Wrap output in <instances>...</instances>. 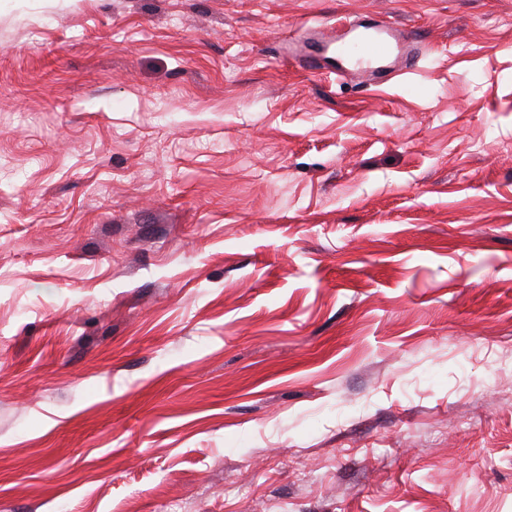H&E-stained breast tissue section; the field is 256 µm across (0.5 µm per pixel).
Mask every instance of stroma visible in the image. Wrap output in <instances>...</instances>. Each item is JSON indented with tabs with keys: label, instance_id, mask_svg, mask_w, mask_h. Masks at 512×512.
<instances>
[{
	"label": "stroma",
	"instance_id": "obj_1",
	"mask_svg": "<svg viewBox=\"0 0 512 512\" xmlns=\"http://www.w3.org/2000/svg\"><path fill=\"white\" fill-rule=\"evenodd\" d=\"M60 503L512 512V0H0V512Z\"/></svg>",
	"mask_w": 512,
	"mask_h": 512
}]
</instances>
